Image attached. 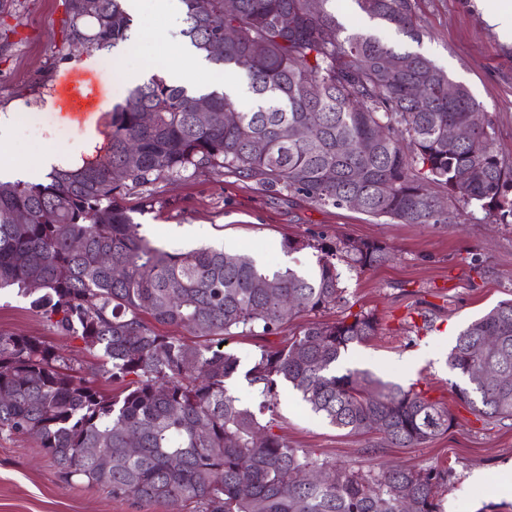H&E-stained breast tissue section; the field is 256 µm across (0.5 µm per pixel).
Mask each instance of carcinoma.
<instances>
[{"instance_id":"cac0c4a2","label":"carcinoma","mask_w":512,"mask_h":512,"mask_svg":"<svg viewBox=\"0 0 512 512\" xmlns=\"http://www.w3.org/2000/svg\"><path fill=\"white\" fill-rule=\"evenodd\" d=\"M182 2L183 36L213 65L244 76L256 104L227 125V93L194 95L156 75L112 113L103 155L54 169L46 183L0 181V289L35 296L57 334L102 353L101 374L128 380L122 395L106 394L60 349L0 334V434L35 437L67 483L144 503H192L194 512H403L408 497L416 512H438L434 488L447 484L446 470L329 466L279 433L281 381L350 434L415 448L448 431V408L426 391L367 371L336 374L349 345L377 335L373 315L309 322L284 347L261 349L244 373L260 389L255 408L226 386L240 360L223 349L224 337L276 335L301 314L345 302L324 245L287 241L290 252L320 251L309 273L262 270L248 254L216 248L169 252L139 233L124 200L189 171L222 169L321 206L345 208L355 197L357 211L402 224L448 223L434 187L504 219L512 217V165L499 157L492 121L464 85L448 97V74L425 55L367 33L343 35L328 0ZM355 2L370 20L420 39L414 0ZM66 7L69 47L128 40L132 19L121 0ZM284 14L293 21L286 32L277 26ZM227 27L237 30L228 42ZM384 57L397 62L395 74L382 69ZM200 101L211 106L205 124L194 112ZM476 115L472 140L450 144L451 130ZM21 211L24 224L14 220ZM342 252L361 272L391 257L380 242L351 238ZM156 323L204 342L161 335ZM448 365L477 416L512 420V302L460 331ZM490 369L502 379L470 378Z\"/></svg>"}]
</instances>
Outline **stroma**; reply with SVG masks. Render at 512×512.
Segmentation results:
<instances>
[{
	"mask_svg": "<svg viewBox=\"0 0 512 512\" xmlns=\"http://www.w3.org/2000/svg\"><path fill=\"white\" fill-rule=\"evenodd\" d=\"M419 41L385 27L374 33L384 42L419 51L456 82L464 84L488 113L497 150L512 161V43L501 40L478 7V0H416ZM69 18L65 0H0V110L30 113L31 119L0 139V158L32 160L45 140L71 148L80 160L103 154L112 131V109L125 102L132 86L122 82L104 56L97 67L73 64L65 44ZM132 25L143 40L130 49L121 69L158 68L162 51L174 46L183 14L166 15L154 0H142ZM151 200L142 208V200ZM139 232L152 245L171 252L201 246L253 255L266 268L310 270L316 252H290L293 237L323 239L328 247L350 237L391 247L393 261L359 272L338 262L344 304L298 317L280 333L258 339L229 336L226 350L249 365L260 346L278 347L311 321L334 322L350 314H373L379 333L342 356L337 373L368 370L402 386L427 391L454 417L448 432L417 448H398L375 433L350 434L314 415L279 385L276 419L281 434L314 459L368 471L403 465L449 468L448 484L438 489L439 512H512L489 485L512 463V421L476 419L454 385L459 375L448 366L458 333L499 301L512 299V222H491L476 206L450 203L448 224H399L347 208L319 206L287 191L214 171H200L143 188L128 196ZM184 228L181 236L171 227ZM431 327H424V315ZM0 333L34 336L70 359L79 375L109 394L122 381L99 374L100 359L80 340L56 334L15 290L0 291ZM481 470L483 485L469 476ZM0 512H191L190 507L115 498L107 489L65 483L37 442L0 436Z\"/></svg>",
	"mask_w": 512,
	"mask_h": 512,
	"instance_id": "35a3bbf8",
	"label": "stroma"
}]
</instances>
